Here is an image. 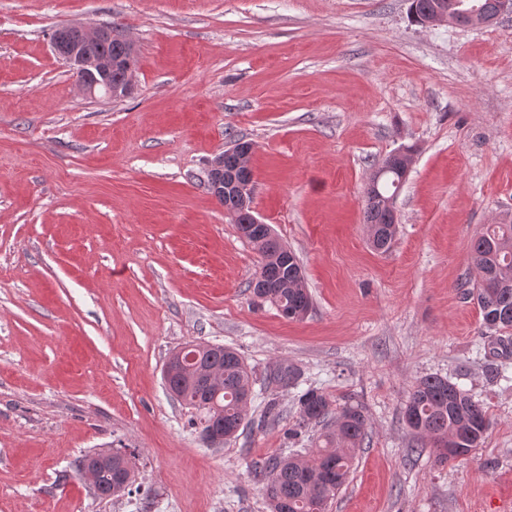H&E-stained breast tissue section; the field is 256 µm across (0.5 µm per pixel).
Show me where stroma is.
<instances>
[{
    "mask_svg": "<svg viewBox=\"0 0 512 512\" xmlns=\"http://www.w3.org/2000/svg\"><path fill=\"white\" fill-rule=\"evenodd\" d=\"M119 29L126 96L83 93L56 28ZM253 146V206L305 270L290 321L249 284L258 252L206 186ZM412 148L398 231L374 251L363 192ZM512 216V12L422 26L409 0H0V512H269L251 469L295 439L294 392L236 439L204 444L162 369L189 343L235 348L263 379L288 363L368 436L328 512L512 506V330L483 339L472 237ZM483 401L484 443L414 453L411 387ZM134 454L129 494L98 498L83 454ZM252 152V147L250 144L245 142H238L231 146L229 149L224 151V154L219 155L216 157L210 165V169L208 170L209 176H211V179L213 180L216 176H218V173H222L224 171V168L226 169V172L229 170H235L237 168L236 164H232L229 161H224V157H233L238 161V164L243 163ZM234 175L236 178H245L248 175H252L251 168L246 166H240L238 167Z\"/></svg>",
    "mask_w": 512,
    "mask_h": 512,
    "instance_id": "1",
    "label": "stroma"
}]
</instances>
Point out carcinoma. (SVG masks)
<instances>
[{
	"mask_svg": "<svg viewBox=\"0 0 512 512\" xmlns=\"http://www.w3.org/2000/svg\"><path fill=\"white\" fill-rule=\"evenodd\" d=\"M131 44L114 39L98 43L91 49L96 57H112L122 62L133 57ZM385 158L378 168L381 176L370 179L364 190V218L372 246L377 250L391 247L397 232L396 210L388 200L396 196L405 183L400 166L389 165ZM241 236L258 251L261 263L255 277L269 285L261 302L273 306L282 316L300 320L311 308L312 299L305 283L303 269L296 255L284 258L283 244L277 237L257 240L252 231V211L245 208L234 219ZM470 260L476 272L471 291L477 301L483 323L490 330L512 328V220L490 224L471 240ZM195 361L175 373L167 381L169 392L199 414L200 432L218 418L224 441L237 437L247 417V405L253 399L252 375L243 358L229 347L196 349ZM218 371L221 392L205 389L200 376ZM298 368L282 364L270 372L266 389H288L297 386ZM296 420L291 429L295 437L311 425L320 426L318 445L311 460L295 456L271 455L254 463V471L267 478L266 496L270 512H326L329 499L348 481L356 451L366 435L367 417L357 405L347 404L339 411L332 409L327 396L315 389L299 395ZM404 419L412 433L430 443L437 461L447 464L467 455L483 440L491 420L485 405L468 391L441 376H426L411 388L404 409ZM445 448L458 452L448 455ZM122 471L133 477L130 459L115 457L99 461L100 496L114 497V475Z\"/></svg>",
	"mask_w": 512,
	"mask_h": 512,
	"instance_id": "1",
	"label": "carcinoma"
}]
</instances>
